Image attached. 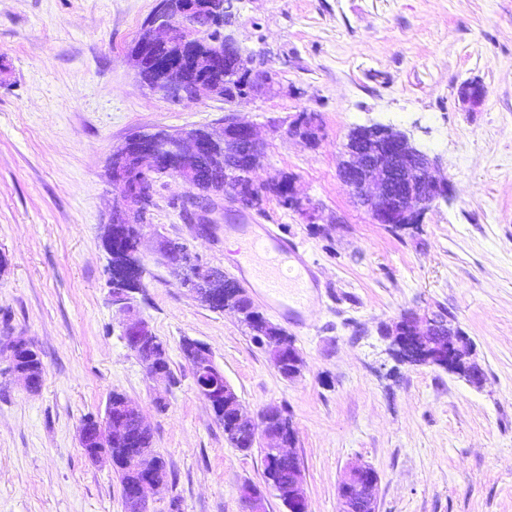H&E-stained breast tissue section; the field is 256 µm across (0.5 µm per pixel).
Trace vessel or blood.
<instances>
[{
	"label": "vessel or blood",
	"mask_w": 512,
	"mask_h": 512,
	"mask_svg": "<svg viewBox=\"0 0 512 512\" xmlns=\"http://www.w3.org/2000/svg\"><path fill=\"white\" fill-rule=\"evenodd\" d=\"M224 234L244 242L235 261L239 277L256 288L284 320L299 321L301 312L294 290L321 286L320 268L307 251L269 225L245 219L225 225Z\"/></svg>",
	"instance_id": "1"
}]
</instances>
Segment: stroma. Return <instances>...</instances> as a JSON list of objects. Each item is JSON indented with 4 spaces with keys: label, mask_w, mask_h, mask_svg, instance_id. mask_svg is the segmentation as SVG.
<instances>
[{
    "label": "stroma",
    "mask_w": 512,
    "mask_h": 512,
    "mask_svg": "<svg viewBox=\"0 0 512 512\" xmlns=\"http://www.w3.org/2000/svg\"><path fill=\"white\" fill-rule=\"evenodd\" d=\"M157 0H0V340L39 350V391L0 363V512H125L120 479L91 463L78 430L111 392L138 404L167 463L150 512H244L262 485L259 448L231 447L182 338L206 344L249 416L290 415L309 512H340L345 469L379 476L377 512H512V0H240L231 30L276 74L235 103H174L138 78L129 51ZM475 83L479 104L459 89ZM315 114V143L287 135ZM235 114L264 142L256 183L288 177L311 210L266 198L250 210L303 245L321 271L305 324L264 315L303 360L285 379L240 317L195 298L158 256L182 238L237 273L224 237L241 212L224 199L208 230L178 208L175 176L154 188L133 312L112 302L103 226L122 204L112 151L139 132L204 128ZM406 131L436 157L447 198L420 223H374L339 176L356 126ZM446 316L471 341L481 387L438 367L396 362L386 327ZM164 341L172 375L148 377L122 339L128 316Z\"/></svg>",
    "instance_id": "1"
}]
</instances>
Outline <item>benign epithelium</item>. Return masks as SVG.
I'll return each instance as SVG.
<instances>
[{
	"label": "benign epithelium",
	"mask_w": 512,
	"mask_h": 512,
	"mask_svg": "<svg viewBox=\"0 0 512 512\" xmlns=\"http://www.w3.org/2000/svg\"><path fill=\"white\" fill-rule=\"evenodd\" d=\"M200 9L197 0H158L157 11L136 39L135 69L142 82L153 93L174 102L196 96L199 92L214 93L219 85L198 81L187 87L175 74L181 66L195 70H213L224 59V47L237 46L232 34L224 35V46L209 53L198 51L203 37L202 30L190 25L189 18ZM240 70L246 77L245 94L259 84L273 88L274 73L267 69L256 71L253 61L238 53ZM316 128L314 120L306 113L299 114L288 124L290 135L301 134L309 138ZM224 148V163L259 166L260 141L250 123L230 119L220 129H190L174 133L156 131L139 133L113 151L110 166L112 184L121 189L123 207L112 212V219L105 225V235L111 240L122 233L137 236L135 249L120 256L112 252V244L104 247L109 256V274L114 281L133 286L132 290L112 287L114 302L129 303L131 293L142 288L144 267L139 257L142 228L155 184L166 176H177L189 187L180 200L181 212L190 219L203 223L206 215L217 205L218 197L205 198L197 187V174L187 166L190 161H203L214 154L217 147ZM345 160L341 177L352 190L358 202L377 224L403 226L416 224L422 215L440 198L448 196V181L435 175V161L412 144L407 134L399 129L373 124L350 130L344 144ZM159 254L179 279L183 287L193 291L210 306L239 311L234 305H224V272L198 261L186 243L163 238ZM399 332L393 340L392 354L414 364H425L457 372V365L472 356L473 346L465 336L449 341L445 337L447 321L433 318L424 328L419 327L413 316H406L397 323ZM153 338L148 325L138 320L129 324L124 339L152 378H165L168 371L156 354L145 347ZM197 376H205L199 383L202 397L216 411L227 408L233 423L257 439L256 426L244 413L240 398L233 386L224 378V372L215 362L207 345L187 340ZM265 346L281 375L292 379L300 375L303 361L296 346L284 350L269 337ZM27 343L13 338L0 355L8 360V371L29 391L41 387L44 367L23 365L29 358ZM107 418L119 429L121 442L129 448L120 459L124 468L132 472L134 480L125 484L122 497L125 512H145L148 492L164 482L155 453L142 447L151 426L140 408L124 397L108 401ZM284 412L265 409L260 413L263 436L274 448L276 458L288 466L286 482L276 478L266 485L277 494L288 491L282 498L288 512H308L304 470L299 457L284 448ZM100 424L83 423L79 427L80 447L93 462L115 465L112 445L101 434ZM379 477L369 465L348 467L339 485L341 512H376ZM242 496L249 512H265L263 490L254 484L245 485Z\"/></svg>",
	"instance_id": "benign-epithelium-1"
}]
</instances>
